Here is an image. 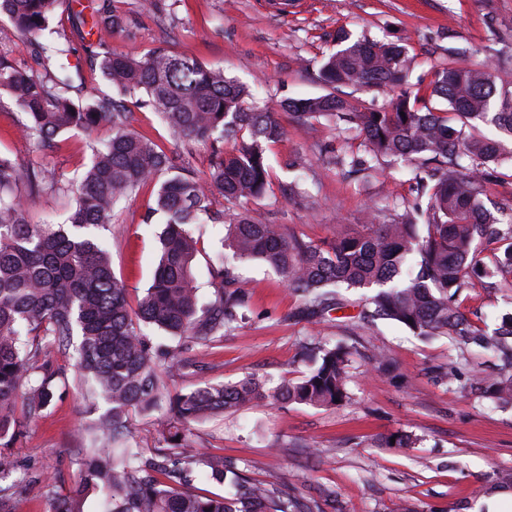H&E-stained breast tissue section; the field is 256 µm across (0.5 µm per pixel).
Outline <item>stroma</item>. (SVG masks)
I'll use <instances>...</instances> for the list:
<instances>
[{
	"mask_svg": "<svg viewBox=\"0 0 512 512\" xmlns=\"http://www.w3.org/2000/svg\"><path fill=\"white\" fill-rule=\"evenodd\" d=\"M122 8L132 24L113 36L111 51L143 55L168 48L222 68L261 101L325 94L317 69L335 51L341 28L355 39L408 38L414 79L429 73L449 46L465 49L466 60L512 73V0H295L290 6L278 0H180L171 18L149 11L146 0H123ZM23 118L1 94L0 154L25 168L55 169L66 184L89 164L88 140L110 134L105 127L91 135L74 132L64 135L61 149L48 151L18 134ZM283 125L285 138L266 151L272 184L256 206L267 221L317 242L340 224L357 230L369 205H379L385 220L424 204L409 164L384 160L366 176L338 165V157L357 146L353 131L327 121L305 130L288 119ZM295 154L308 166L299 182L285 167ZM153 201V186L142 188L105 232L112 270L133 301L148 287L157 259L162 226L141 221ZM192 231L200 238L193 275L205 304L214 295L210 271L223 252L225 230L200 224ZM235 273L247 285V308L222 340L183 350L185 368L163 374L169 392L250 374L295 382L311 368L304 352L342 343L353 351L352 400L332 408L289 403L213 416L189 426L196 447L223 457L252 481L287 482L305 512H472L488 491L512 492V407H490L477 393L443 382L436 371L453 357L462 381L476 373L488 379L496 373L490 356L444 337L420 340L390 322L354 325L340 311L313 323L301 297L263 264L241 261ZM460 310L491 326L508 307L501 290L478 283L463 294ZM381 349L393 362L386 372L373 361ZM95 416L85 390L69 381L41 416L26 420L10 448L29 470L16 512H50L46 477H55L62 492L79 481L74 460L91 445L84 429ZM393 434L408 436L407 446L382 447V438Z\"/></svg>",
	"mask_w": 512,
	"mask_h": 512,
	"instance_id": "obj_1",
	"label": "stroma"
}]
</instances>
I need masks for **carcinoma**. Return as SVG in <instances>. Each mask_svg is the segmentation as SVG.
Instances as JSON below:
<instances>
[{
  "mask_svg": "<svg viewBox=\"0 0 512 512\" xmlns=\"http://www.w3.org/2000/svg\"><path fill=\"white\" fill-rule=\"evenodd\" d=\"M117 0H93L71 11V31H53L35 48L45 75L14 65L0 53V91L25 115L22 131L38 145L55 150L57 138L101 126L109 138L91 146V160L72 192L64 224H30L26 203L53 191L55 173L41 168L22 179L17 164L0 156V447L20 436L15 417L24 399L36 417L55 399L65 373L43 359L50 347L73 349L75 381L102 403L88 428L106 450L85 453L77 462L80 481L66 493L45 478L54 512H85L90 496L99 512H293L288 493L240 477L231 491L204 495L188 488L190 477L225 483L224 458L187 444L193 422L255 404L298 403L331 408L350 401L351 352L341 344L319 349V361L297 382L276 385L248 376L234 384H207L174 396L160 376L162 364L179 363L174 349L155 341L156 329L187 344L224 336L238 320L247 293L234 274L235 262L258 261L280 274L313 317L348 299L339 289H369L358 315L364 325L378 320L401 324L427 339L446 336L473 343L497 357L501 372L481 388L496 407L512 406V312L489 332L466 318L460 297L473 287L472 275L503 285L512 305V203L495 216L482 196L489 181H503L504 140H512V79L479 62L463 63L464 52L429 72L430 79L408 83L412 58L405 38L351 40L336 32V51L323 58L318 80L328 93L283 98L270 107L255 101L249 87L173 52L158 48L144 56L117 54L106 39L124 31L128 16ZM59 0H0L4 16L23 34L49 28ZM98 59L101 77L117 95L74 100L70 78L59 61L73 38ZM385 96L381 105L351 101L345 89ZM151 108L181 152L167 150L131 125L127 103ZM286 112L301 127L322 119L358 133L350 166L371 168L380 160L415 166L414 179L428 197L426 209L396 213L391 221L338 232L320 243L269 224L247 204L265 198L271 182L269 145L283 139L277 114ZM491 124L500 137L466 135L465 128ZM209 148V167L198 176L183 156ZM152 184L155 206L144 223L161 213L158 262L152 283L131 307L127 289L114 273L101 231L115 212L141 188ZM223 202L236 208L226 225L221 265L213 270L216 297L199 304L192 274L199 239L190 227L224 222ZM492 246L483 255L484 246ZM168 410L162 432L170 447L147 457L134 441L133 414ZM0 512H13L17 487L28 479L14 460L0 454Z\"/></svg>",
  "mask_w": 512,
  "mask_h": 512,
  "instance_id": "cac0c4a2",
  "label": "carcinoma"
}]
</instances>
